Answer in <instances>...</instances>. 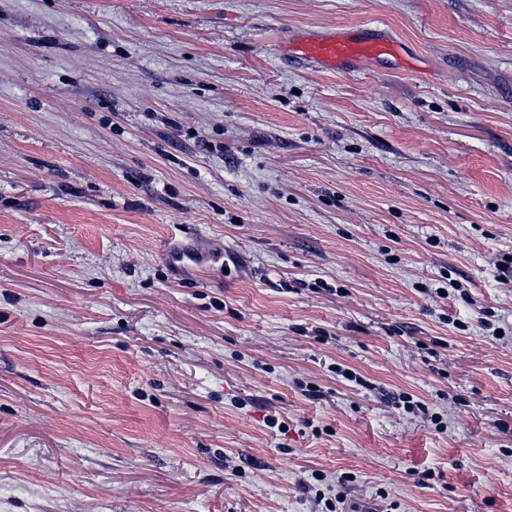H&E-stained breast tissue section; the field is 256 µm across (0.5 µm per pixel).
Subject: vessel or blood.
Listing matches in <instances>:
<instances>
[{
  "mask_svg": "<svg viewBox=\"0 0 512 512\" xmlns=\"http://www.w3.org/2000/svg\"><path fill=\"white\" fill-rule=\"evenodd\" d=\"M297 60L315 64L333 72L350 70L384 55H395L397 42L373 34L354 32L332 33L325 36H308L296 39L289 46Z\"/></svg>",
  "mask_w": 512,
  "mask_h": 512,
  "instance_id": "b4317fda",
  "label": "vessel or blood"
}]
</instances>
